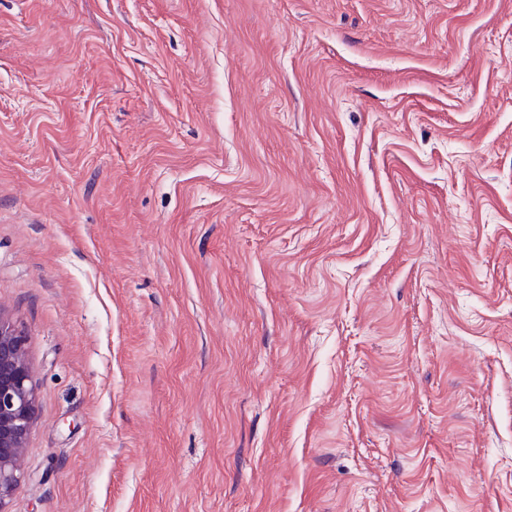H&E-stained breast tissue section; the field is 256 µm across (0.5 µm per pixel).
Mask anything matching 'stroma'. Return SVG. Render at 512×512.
I'll use <instances>...</instances> for the list:
<instances>
[{
  "label": "stroma",
  "mask_w": 512,
  "mask_h": 512,
  "mask_svg": "<svg viewBox=\"0 0 512 512\" xmlns=\"http://www.w3.org/2000/svg\"><path fill=\"white\" fill-rule=\"evenodd\" d=\"M8 512H512V0H0ZM27 336L0 317V511L18 483L19 460L35 415Z\"/></svg>",
  "instance_id": "1"
}]
</instances>
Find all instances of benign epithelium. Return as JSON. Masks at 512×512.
Instances as JSON below:
<instances>
[{
	"label": "benign epithelium",
	"mask_w": 512,
	"mask_h": 512,
	"mask_svg": "<svg viewBox=\"0 0 512 512\" xmlns=\"http://www.w3.org/2000/svg\"><path fill=\"white\" fill-rule=\"evenodd\" d=\"M27 336L0 319V512L18 483L19 460L35 415Z\"/></svg>",
	"instance_id": "obj_1"
}]
</instances>
